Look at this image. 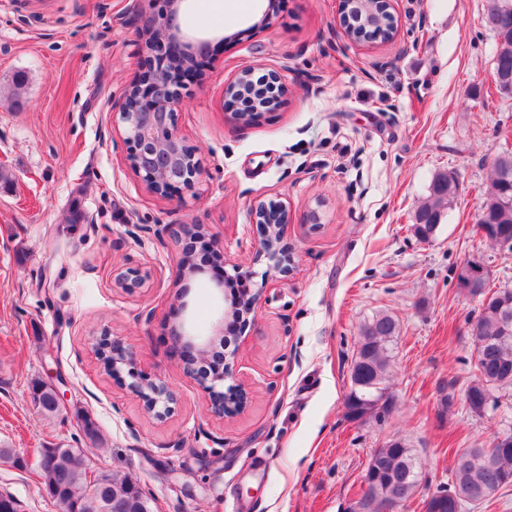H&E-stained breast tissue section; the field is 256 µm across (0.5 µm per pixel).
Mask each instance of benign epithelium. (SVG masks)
Instances as JSON below:
<instances>
[{"instance_id":"7a95c632","label":"benign epithelium","mask_w":512,"mask_h":512,"mask_svg":"<svg viewBox=\"0 0 512 512\" xmlns=\"http://www.w3.org/2000/svg\"><path fill=\"white\" fill-rule=\"evenodd\" d=\"M172 10L169 16L154 20L149 25L150 37L146 42V51H151L154 43L164 41L183 52L185 60H193L199 52L196 42L187 38L177 23L179 8L183 0H169ZM182 75L171 68H153L140 82L132 85L113 105L123 125V141L130 146L128 161L131 169L141 177L146 188L163 196L171 195L182 188H191L202 175L201 163L195 154L187 150L175 129V110L180 104L176 79ZM253 75V70L242 71L227 87V95L235 101L245 102V109L234 113V118L242 123L249 122L253 115L270 104L269 91L284 93L286 85L280 75L270 73L265 79L269 91L263 92V102L244 93L241 85ZM253 223L263 228L256 258L265 259L268 266L280 272L287 269L291 262V253L283 244L282 225L288 223V214L283 205L260 203L251 209ZM485 264L465 262L457 273L459 287L467 295L480 297L484 293ZM145 283V275L140 270L129 268L117 274L115 284L126 291L140 288ZM257 294L233 300L225 299V307L218 320L217 333L211 336L198 334L186 320L173 339L184 361L186 372L198 376L200 384L207 394L210 412L216 416L225 413L224 391L219 386L231 376L228 366L211 375L196 373V369L207 362L213 353L217 338L223 335L224 320L235 319L244 323L255 313ZM112 355V379L125 382V375H133V360L129 353L115 340L105 339L100 347V355ZM143 402L144 409L156 417L164 415L172 395L161 382L145 383L141 380L128 384ZM470 497L458 493L448 500L447 507H440L436 500L428 504L429 512H461ZM397 502L389 498L381 503L367 498L356 497L348 503L345 512H396Z\"/></svg>"}]
</instances>
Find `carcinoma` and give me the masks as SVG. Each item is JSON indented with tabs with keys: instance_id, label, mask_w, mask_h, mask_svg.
Listing matches in <instances>:
<instances>
[{
	"instance_id": "1",
	"label": "carcinoma",
	"mask_w": 512,
	"mask_h": 512,
	"mask_svg": "<svg viewBox=\"0 0 512 512\" xmlns=\"http://www.w3.org/2000/svg\"><path fill=\"white\" fill-rule=\"evenodd\" d=\"M359 10L358 4L349 6L356 29L364 33L378 31L385 40L391 37L392 28L368 25ZM494 23L501 34L494 58V82L502 92L512 84V10L499 14ZM458 192L459 182L454 176L444 173L434 176L429 195L414 212V232L419 237L440 227ZM477 226L486 232L489 242L512 239L511 151H503L493 162ZM479 306L472 333L473 377L465 389L466 403L475 413L484 410L494 389L512 386V294L504 289L494 291L490 300L479 301ZM398 332V320L386 311L374 313L359 327L356 354L349 370L350 390L344 406L354 409L363 402L370 404V420H380L389 413L388 409L376 406V401L389 389L393 342ZM32 397L40 402L45 414L59 412L50 392L40 385L33 386ZM454 459L460 461L458 484L439 487L438 494L459 489L476 498L485 490L507 487L504 479L512 478V440L503 445L495 437L486 448H458ZM370 460L376 463L379 475L365 473L363 495L382 499L389 490L401 507L416 497L420 486L418 462L415 449L405 439L388 440L374 450ZM40 467L47 496L58 512H153L152 499L130 476L109 472L89 474L88 457L80 448H44Z\"/></svg>"
}]
</instances>
